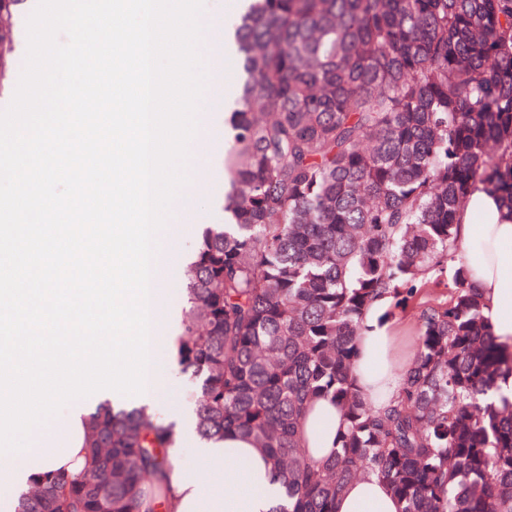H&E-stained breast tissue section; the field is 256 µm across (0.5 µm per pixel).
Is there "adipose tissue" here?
<instances>
[{"label": "adipose tissue", "instance_id": "obj_1", "mask_svg": "<svg viewBox=\"0 0 512 512\" xmlns=\"http://www.w3.org/2000/svg\"><path fill=\"white\" fill-rule=\"evenodd\" d=\"M461 242L472 255V278L484 298V313L495 336L512 343V214L496 194L475 186L457 215ZM386 300L374 303L364 317L357 342L354 375L366 396L384 401L397 395L403 378L394 370L395 332L384 319ZM339 409L314 404L302 427L308 453L331 450L340 429ZM195 453L211 468L209 478L177 474L176 512H271L279 484L269 462L253 445L229 434L224 440L202 441ZM387 487L373 477L350 483L336 501V512H399Z\"/></svg>", "mask_w": 512, "mask_h": 512}]
</instances>
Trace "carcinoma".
I'll list each match as a JSON object with an SVG mask.
<instances>
[{
	"mask_svg": "<svg viewBox=\"0 0 512 512\" xmlns=\"http://www.w3.org/2000/svg\"><path fill=\"white\" fill-rule=\"evenodd\" d=\"M224 211L182 269L177 357L196 432L265 453L285 505L336 512L373 476L402 512H512V347L470 278L456 216L478 183L512 211V0H246ZM419 310L399 394L353 375L362 320ZM343 414L302 445L309 406ZM174 426L142 409L86 424L91 465L16 512H176ZM341 422V413L337 407L326 401L314 404L302 427L306 451L318 456L328 454Z\"/></svg>",
	"mask_w": 512,
	"mask_h": 512,
	"instance_id": "carcinoma-1",
	"label": "carcinoma"
}]
</instances>
